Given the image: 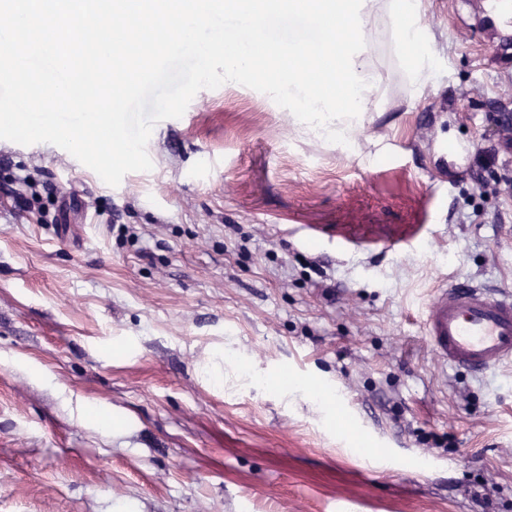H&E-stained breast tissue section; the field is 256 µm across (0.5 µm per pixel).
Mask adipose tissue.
Returning <instances> with one entry per match:
<instances>
[{"label": "adipose tissue", "instance_id": "ef3b65f1", "mask_svg": "<svg viewBox=\"0 0 512 512\" xmlns=\"http://www.w3.org/2000/svg\"><path fill=\"white\" fill-rule=\"evenodd\" d=\"M389 18L394 52L407 61L410 83L415 91H424L430 84V49L423 44L431 26L428 0H367L359 15L364 21V40L373 43V21L379 14Z\"/></svg>", "mask_w": 512, "mask_h": 512}]
</instances>
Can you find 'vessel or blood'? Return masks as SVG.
Here are the masks:
<instances>
[{"instance_id": "1", "label": "vessel or blood", "mask_w": 512, "mask_h": 512, "mask_svg": "<svg viewBox=\"0 0 512 512\" xmlns=\"http://www.w3.org/2000/svg\"><path fill=\"white\" fill-rule=\"evenodd\" d=\"M423 334L443 365L482 374L512 362V291L452 283L422 312Z\"/></svg>"}]
</instances>
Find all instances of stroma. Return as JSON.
Returning a JSON list of instances; mask_svg holds the SVG:
<instances>
[{
    "instance_id": "35a3bbf8",
    "label": "stroma",
    "mask_w": 512,
    "mask_h": 512,
    "mask_svg": "<svg viewBox=\"0 0 512 512\" xmlns=\"http://www.w3.org/2000/svg\"><path fill=\"white\" fill-rule=\"evenodd\" d=\"M499 5L431 0L416 98L379 17L346 148L237 83L115 187L0 139V512H512V363L444 367L420 328L443 284L512 288Z\"/></svg>"
}]
</instances>
